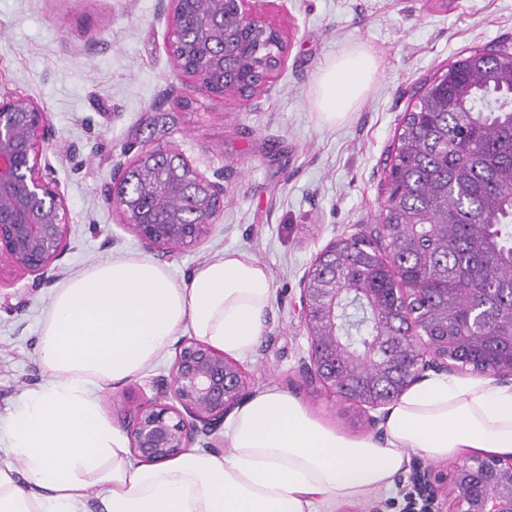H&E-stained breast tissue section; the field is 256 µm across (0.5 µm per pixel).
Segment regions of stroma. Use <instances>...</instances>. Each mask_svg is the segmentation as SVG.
Segmentation results:
<instances>
[{"label": "stroma", "mask_w": 512, "mask_h": 512, "mask_svg": "<svg viewBox=\"0 0 512 512\" xmlns=\"http://www.w3.org/2000/svg\"><path fill=\"white\" fill-rule=\"evenodd\" d=\"M167 0H0V93L44 105L48 157L64 193L70 247L58 280L0 271V413L48 380L39 327L61 280L89 263L139 249L103 196L123 148L164 146L202 170L228 172L224 212L200 246L162 255L183 277L227 248L265 263L274 298L248 389L275 386L324 424L365 434L363 412L308 385L309 341L295 308L316 254L380 222L387 152L413 94L470 51L512 45V0H269L290 33L285 67L259 97H213L181 77L168 52ZM369 49V92L336 126L322 125L312 92L337 55ZM175 349L147 372L99 391L102 416L123 428L122 405L166 399Z\"/></svg>", "instance_id": "stroma-1"}]
</instances>
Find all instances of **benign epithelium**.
Instances as JSON below:
<instances>
[{
	"mask_svg": "<svg viewBox=\"0 0 512 512\" xmlns=\"http://www.w3.org/2000/svg\"><path fill=\"white\" fill-rule=\"evenodd\" d=\"M168 48L179 75L210 96H254L287 58V35L267 19L262 0H169L165 12ZM247 34L255 47L231 60L224 43ZM52 126L45 107L0 94V270L8 265L54 281L69 247L67 200L45 153ZM224 173L199 170L162 146L139 150L112 166L106 203L148 253L172 255L201 243L224 211ZM336 242L318 253L300 288V317L309 332L311 384L338 390L336 380L356 363L372 364L368 379L343 390L365 409L370 430L381 409L397 401L426 373L464 370L452 336H406L387 332L353 354L336 336V278L316 281L319 263L333 267ZM471 373L512 384V353ZM247 375L236 360L203 341L183 340L176 350L170 401L143 400L128 410L126 432L136 457L159 462L181 455L199 437L214 435L246 395ZM410 512H512V458L471 455L446 470L413 464Z\"/></svg>",
	"mask_w": 512,
	"mask_h": 512,
	"instance_id": "1",
	"label": "benign epithelium"
}]
</instances>
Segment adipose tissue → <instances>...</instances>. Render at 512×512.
Wrapping results in <instances>:
<instances>
[{
    "instance_id": "adipose-tissue-1",
    "label": "adipose tissue",
    "mask_w": 512,
    "mask_h": 512,
    "mask_svg": "<svg viewBox=\"0 0 512 512\" xmlns=\"http://www.w3.org/2000/svg\"><path fill=\"white\" fill-rule=\"evenodd\" d=\"M374 57L352 50L321 72L314 106L335 124L375 78ZM274 295L266 265L241 249L199 263L188 278L130 251L86 266L57 288L40 329L47 384L0 418V447L22 471L0 468V512H334L393 495L412 451L512 455V388L437 375L390 407L378 435L349 436L267 387L232 414L223 454L189 450L133 462L127 438L100 414L98 392L151 368L180 331L251 357Z\"/></svg>"
}]
</instances>
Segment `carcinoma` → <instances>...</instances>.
<instances>
[{"instance_id":"cac0c4a2","label":"carcinoma","mask_w":512,"mask_h":512,"mask_svg":"<svg viewBox=\"0 0 512 512\" xmlns=\"http://www.w3.org/2000/svg\"><path fill=\"white\" fill-rule=\"evenodd\" d=\"M414 93L386 159V255L366 235L336 250L337 288L354 309L362 297L413 283L396 336H474L467 319L487 314L483 335L512 336V49L470 52ZM357 320L351 342L373 335Z\"/></svg>"}]
</instances>
